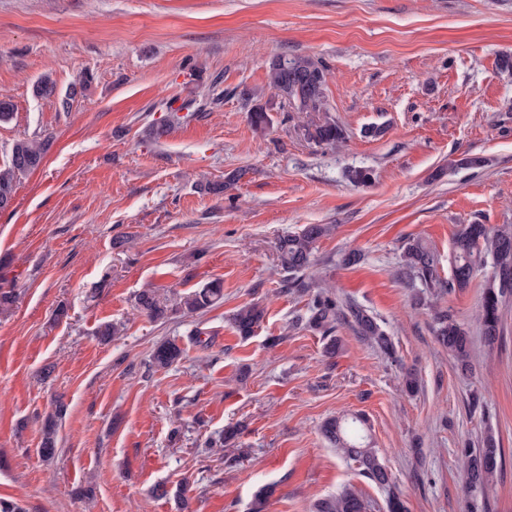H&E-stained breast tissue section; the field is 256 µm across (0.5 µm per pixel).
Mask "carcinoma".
I'll return each mask as SVG.
<instances>
[{
	"label": "carcinoma",
	"mask_w": 512,
	"mask_h": 512,
	"mask_svg": "<svg viewBox=\"0 0 512 512\" xmlns=\"http://www.w3.org/2000/svg\"><path fill=\"white\" fill-rule=\"evenodd\" d=\"M269 85L278 95L300 112L328 111L325 97L326 74L321 62L308 56H276L269 62ZM55 81L48 75L41 76L33 85V93L40 98L56 95ZM307 139L317 144L337 145L345 140L344 129L333 119L326 118L313 127H305ZM47 140L16 142L11 150L8 165L0 169V211L12 206L17 176L38 168L45 156ZM327 228L321 224H309L300 232L280 237L276 243L282 267L291 273L287 286L299 294H312L307 326L327 339L326 353L336 355L341 344L332 336L336 323L346 317L352 319L359 335L376 344L388 353L392 348L389 336L378 324L376 318L366 310L349 304L342 306L332 296L317 292L313 281L306 280L304 271L312 263L316 242L324 236ZM491 258L493 275L486 288L480 313L481 333L487 345L495 343L500 335V305L502 299L512 293V228L490 229L484 224H464L455 235L453 242L452 277L450 288H466L486 258ZM439 264L437 253L420 239L408 241L402 252V270L410 282L431 288L436 281ZM224 299V282L215 279L183 297L180 307L186 312L197 314L219 304ZM136 306L141 312L155 320L167 317L156 291L143 290L136 296ZM264 318V309L257 303L241 307L233 314L231 321L235 332L243 339L254 335ZM436 333L441 342L455 358L457 365L465 370L469 366L471 339L468 332L446 311L437 313ZM183 354L176 344L163 342L152 353L151 364L167 368L180 360ZM68 404L63 398L55 400L51 412L42 419L39 454L43 461L51 462L58 452L59 427L65 419ZM365 424L361 416L350 419L344 416L326 419L321 432L342 456L357 464L359 474L376 486L388 490V512H406L400 496L391 490V476L371 446L368 436L360 433L353 424ZM467 460L465 481L474 492L485 489L497 469L501 449L495 439L487 436L479 448H463ZM316 512H366L362 496L352 489H346L333 499L316 505Z\"/></svg>",
	"instance_id": "obj_1"
}]
</instances>
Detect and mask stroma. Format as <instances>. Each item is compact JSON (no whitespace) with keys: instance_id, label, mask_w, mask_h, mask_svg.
<instances>
[{"instance_id":"1","label":"stroma","mask_w":512,"mask_h":512,"mask_svg":"<svg viewBox=\"0 0 512 512\" xmlns=\"http://www.w3.org/2000/svg\"><path fill=\"white\" fill-rule=\"evenodd\" d=\"M506 52L512 0H0V98L13 105L0 166L14 142L51 139L0 211V285L19 293L0 315V497L26 512H174L152 489L184 485L192 512H251L264 487V512H314L351 484L386 512L385 492L320 433L361 413L408 512H470L474 499L512 512V295L489 347L478 316L490 269L448 285L461 225L512 224ZM279 55L323 63L345 142L304 138L308 115L269 85ZM44 74L55 97L32 92ZM352 168L371 184L351 183ZM237 169L224 194L200 190ZM308 224L332 227L309 277L369 310L392 354L342 321L331 358L302 325L309 298L285 290L275 242ZM412 238L439 256L436 287L399 274ZM216 278L223 302L177 309ZM146 288L166 319L135 309ZM253 302L265 316L244 339L228 318ZM439 311L473 338L468 371L435 334ZM105 322L122 329L108 344L94 336ZM167 340L181 359L150 367ZM59 395L68 414L47 463L41 420ZM234 425V446L216 447ZM488 434L503 457L475 495L460 450Z\"/></svg>"}]
</instances>
